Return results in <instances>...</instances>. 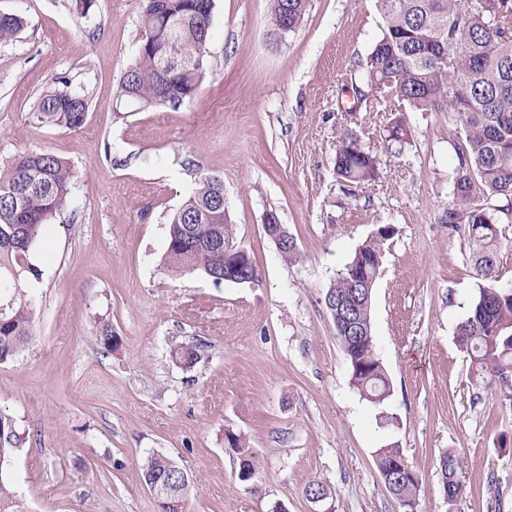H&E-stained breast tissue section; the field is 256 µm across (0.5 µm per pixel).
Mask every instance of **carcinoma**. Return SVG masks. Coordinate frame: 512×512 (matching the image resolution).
Listing matches in <instances>:
<instances>
[{
    "label": "carcinoma",
    "instance_id": "carcinoma-1",
    "mask_svg": "<svg viewBox=\"0 0 512 512\" xmlns=\"http://www.w3.org/2000/svg\"><path fill=\"white\" fill-rule=\"evenodd\" d=\"M384 20L381 37L365 63L366 91L360 97L385 103L390 111L446 112L465 133L457 146L453 193L456 207L448 223L467 225L477 289L466 317L457 325L456 343L473 363V383L512 402V288L497 284L499 252L511 247L499 225L512 214V0H378ZM214 0H143L144 37L135 60L116 89V109L176 107L198 94L212 72L208 59ZM308 0H272L271 31L295 32ZM26 19L0 14V43L18 38ZM89 100L68 90L44 91L34 110L39 122L81 129ZM380 159L353 131L336 145L337 178L347 185L374 182ZM71 168L44 150L23 153L0 170V363L14 359L33 338L34 305L26 285L42 277L30 259L45 230L66 207ZM395 230L382 225L355 250L336 283L324 295L360 397L381 404L391 395L390 381L372 334L373 288L382 265L384 242ZM235 240V225L224 219V179L199 174L195 187L173 210L168 222L167 268L198 271L212 281L224 277V241ZM282 257L297 258L293 237L275 239ZM172 360L188 369L199 358L197 345L178 344ZM225 440L239 456L237 477L255 484L259 470L247 440L231 431ZM19 447L13 421L0 414V512H29L13 486L9 465ZM376 465L404 512H413L419 480L401 449H377ZM461 461L451 452L440 458L448 500L464 486L453 480ZM147 487L164 484L170 494L153 492L158 512H185L194 481L163 454L142 465Z\"/></svg>",
    "mask_w": 512,
    "mask_h": 512
}]
</instances>
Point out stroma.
Returning <instances> with one entry per match:
<instances>
[{"label":"stroma","instance_id":"stroma-1","mask_svg":"<svg viewBox=\"0 0 512 512\" xmlns=\"http://www.w3.org/2000/svg\"><path fill=\"white\" fill-rule=\"evenodd\" d=\"M27 25L0 44V165L48 150L72 167L68 206L47 229L28 290L32 341L0 364V413L20 449L9 471L31 512H157L139 463L173 458L197 489L188 512H402L375 464L401 448L419 476L418 512H512V404L476 388L455 340L477 278L454 204L456 146L444 112L353 111L362 67L381 35L376 0H309L299 29L270 35L271 0H215L214 71L177 107L116 115L114 90L144 35L141 0H0ZM68 81L90 103L82 129L39 123L40 94ZM402 121L409 141L388 154ZM382 155L376 182L344 190L339 135ZM224 178V209L259 272L214 285L163 265L167 218L199 171ZM275 212L299 257L285 261L263 228ZM383 246L371 321L391 382L380 406L350 384L324 293L377 227ZM111 326L118 345L97 338ZM192 343L194 367L172 346ZM245 434L258 492L237 478L226 431ZM464 463L466 491L444 496L439 459Z\"/></svg>","mask_w":512,"mask_h":512}]
</instances>
